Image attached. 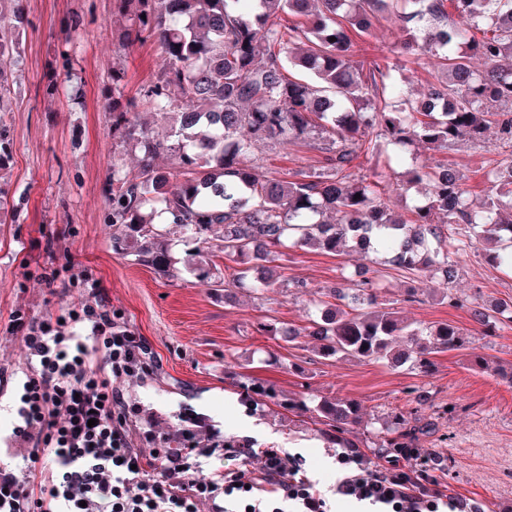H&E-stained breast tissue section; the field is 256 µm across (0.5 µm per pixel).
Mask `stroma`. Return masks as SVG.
<instances>
[{
    "label": "stroma",
    "mask_w": 512,
    "mask_h": 512,
    "mask_svg": "<svg viewBox=\"0 0 512 512\" xmlns=\"http://www.w3.org/2000/svg\"><path fill=\"white\" fill-rule=\"evenodd\" d=\"M19 53L0 58L9 78L8 109L0 123L10 149L0 161V193L13 206L12 222L0 223V369L23 361L12 316L23 311L41 319L57 312L66 295H80L88 280L154 356L144 382L124 385L125 395L142 407L137 425L152 423L173 433L180 413L190 411L210 428L255 441L260 448H283L302 455L308 476L321 487L339 475L336 450L312 413L273 402L246 407L240 381L250 377L292 396L339 397L360 403L363 419L353 429L357 441L377 432L392 408H420L438 414L436 433L423 439L424 454L446 457L436 472L440 489L475 504L479 512H512V384L498 369L512 363V325L496 335L477 333L467 310L450 305L443 284L394 273L383 277L380 302L413 324L447 322L461 329L467 349L433 355L430 372L413 364L399 369L373 361L320 358L308 339L290 345L260 333L263 323H298L317 289L339 282L347 260L313 250L281 257L286 276L307 282L304 291L280 288L262 298L242 295L235 306L189 273L167 277L152 266L112 251L109 203L102 187L112 175L113 157L134 168L137 153L112 135L106 111L112 97L137 98L155 81L162 51L150 38L126 51L117 46L128 21L113 0H17L5 20ZM404 34L381 22L373 36L356 41L355 59L365 69L390 67L421 91L437 74L435 59L399 53ZM68 56H61L62 45ZM123 78L113 82V70ZM512 154L495 135L474 148L421 149L428 164L458 167L474 200L491 189L487 173ZM263 171L289 177L318 167L322 155L311 147L258 146ZM453 294L512 306V276L487 262L482 248L460 256ZM421 286L425 300L406 302L408 289ZM483 354L484 369L468 364L469 352ZM428 400L418 405V392ZM234 404H227L225 394Z\"/></svg>",
    "instance_id": "35a3bbf8"
}]
</instances>
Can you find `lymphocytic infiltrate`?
<instances>
[{
    "label": "lymphocytic infiltrate",
    "mask_w": 512,
    "mask_h": 512,
    "mask_svg": "<svg viewBox=\"0 0 512 512\" xmlns=\"http://www.w3.org/2000/svg\"><path fill=\"white\" fill-rule=\"evenodd\" d=\"M103 300L65 302L14 328L21 368L0 370L10 391L14 460L0 463V512H329L328 498L370 512H466L419 471L371 472L365 455H336L342 473L324 493L299 458L245 442L202 441L180 414L176 440L130 426L142 411L122 383L151 371L141 337Z\"/></svg>",
    "instance_id": "1"
}]
</instances>
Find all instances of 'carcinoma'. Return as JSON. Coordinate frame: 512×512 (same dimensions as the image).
<instances>
[{
	"mask_svg": "<svg viewBox=\"0 0 512 512\" xmlns=\"http://www.w3.org/2000/svg\"><path fill=\"white\" fill-rule=\"evenodd\" d=\"M447 1L457 21L442 25ZM119 6L135 35L153 37L162 48L163 66L143 97L170 126L158 140L134 118L135 102L114 100L107 108L113 137L142 153L135 172L113 160L103 187L115 253L178 276L169 224L156 223L167 213L189 246L186 271L209 282L226 306L242 290L262 295L283 287L277 261L295 248L381 254L386 267L419 278L438 274L449 285L455 257L479 244L493 268L512 271V159L489 172L492 194L475 202L455 166H427L415 150L463 140L479 146L492 127L512 147V0H119ZM284 15L300 23L284 28ZM386 15L405 33V49L438 58L442 77L422 101L386 83L390 74L380 67L366 75L352 59L353 37L371 35ZM473 58L486 69H474ZM490 100L502 111H488ZM377 139L401 166L402 190L426 187L410 220L384 201L386 176L352 177L359 151ZM290 143L321 152L324 164L293 180L260 170L256 145ZM164 153L178 159L179 176L154 166ZM205 252L236 263L230 278L197 260ZM373 273L361 267L320 290L303 323L263 324L260 331L289 344L308 338L323 358L392 368L411 360L425 371L430 355L466 348L456 326H413L381 306ZM471 318L482 335H495L496 322L480 304ZM239 387L316 414L336 433V447H358L348 434L360 419L359 403L322 397L310 407L253 379ZM435 428L417 410L393 408L373 446L380 459L407 457Z\"/></svg>",
	"mask_w": 512,
	"mask_h": 512,
	"instance_id": "cac0c4a2",
	"label": "carcinoma"
}]
</instances>
